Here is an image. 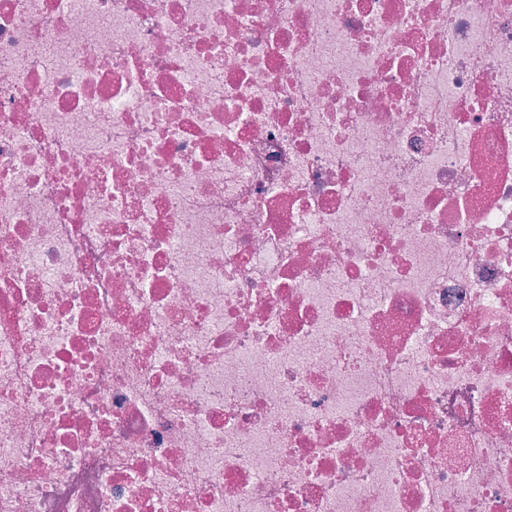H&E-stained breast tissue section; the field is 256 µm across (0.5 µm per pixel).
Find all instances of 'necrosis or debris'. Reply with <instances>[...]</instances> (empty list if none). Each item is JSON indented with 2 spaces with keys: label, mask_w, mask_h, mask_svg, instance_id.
<instances>
[{
  "label": "necrosis or debris",
  "mask_w": 512,
  "mask_h": 512,
  "mask_svg": "<svg viewBox=\"0 0 512 512\" xmlns=\"http://www.w3.org/2000/svg\"><path fill=\"white\" fill-rule=\"evenodd\" d=\"M0 512H512V0H0Z\"/></svg>",
  "instance_id": "4bbe7bcc"
}]
</instances>
